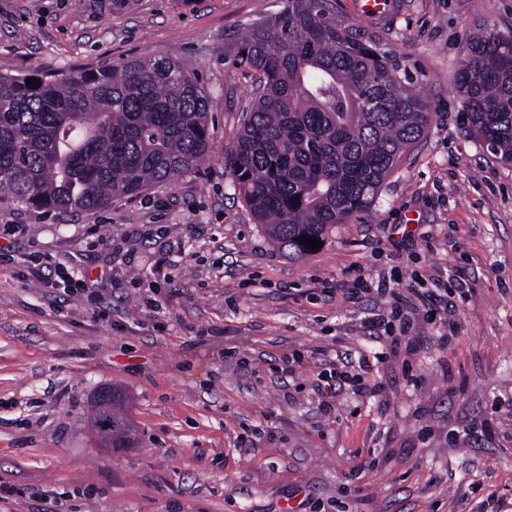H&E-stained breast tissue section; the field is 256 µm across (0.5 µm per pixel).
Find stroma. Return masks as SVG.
Returning <instances> with one entry per match:
<instances>
[{"mask_svg":"<svg viewBox=\"0 0 512 512\" xmlns=\"http://www.w3.org/2000/svg\"><path fill=\"white\" fill-rule=\"evenodd\" d=\"M354 25L408 63L432 107L422 140L371 209L322 247L277 248L224 168L253 102L227 54L286 0H0V74L65 75L171 54L198 75L213 120L201 168L89 212L0 203L23 231L0 260V512H498L512 501V165L467 129L455 74L484 28L512 35V0H405ZM108 245H101V238ZM50 257L97 298L43 287ZM447 283L455 326L416 319L415 353L380 363L344 299L348 272ZM157 306H150V299ZM449 332L445 350L433 341ZM347 353L384 392L319 408L316 375ZM303 361L281 370L282 356ZM116 389L133 447H100L91 419ZM376 469L346 481L356 461Z\"/></svg>","mask_w":512,"mask_h":512,"instance_id":"1","label":"stroma"}]
</instances>
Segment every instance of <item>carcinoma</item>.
<instances>
[{"mask_svg":"<svg viewBox=\"0 0 512 512\" xmlns=\"http://www.w3.org/2000/svg\"><path fill=\"white\" fill-rule=\"evenodd\" d=\"M338 0H286L233 49L258 94L224 156L239 198L278 246L367 212L427 132L430 102L396 55L363 41ZM40 87L27 86V78ZM469 129L512 164V36L486 29L456 74ZM207 94L176 57L137 59L49 80L0 75V203L94 211L171 183L209 160ZM116 391L99 394L96 430L133 444Z\"/></svg>","mask_w":512,"mask_h":512,"instance_id":"cac0c4a2","label":"carcinoma"}]
</instances>
